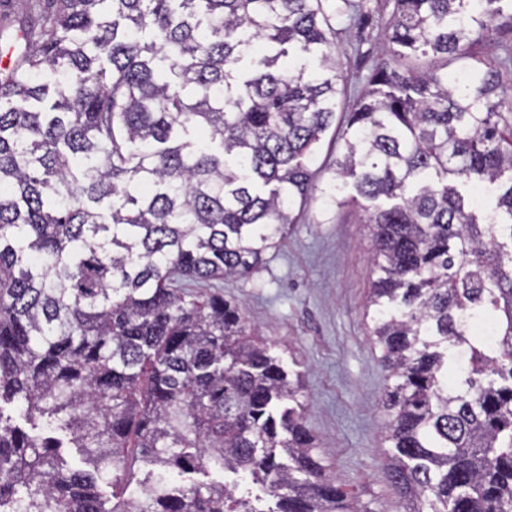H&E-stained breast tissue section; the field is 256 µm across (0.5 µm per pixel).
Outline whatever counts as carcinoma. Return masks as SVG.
Wrapping results in <instances>:
<instances>
[{"instance_id":"obj_1","label":"carcinoma","mask_w":512,"mask_h":512,"mask_svg":"<svg viewBox=\"0 0 512 512\" xmlns=\"http://www.w3.org/2000/svg\"><path fill=\"white\" fill-rule=\"evenodd\" d=\"M386 2L391 54L349 112L333 23L363 28L365 0L0 16L17 26L0 69V512H353L301 374L224 298L298 223L331 129L327 195L372 226L389 476L414 512H512V56L479 50L512 0ZM460 184L503 192L479 217ZM138 461L237 479L106 508L99 482L126 487Z\"/></svg>"}]
</instances>
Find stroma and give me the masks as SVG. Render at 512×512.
<instances>
[{"mask_svg": "<svg viewBox=\"0 0 512 512\" xmlns=\"http://www.w3.org/2000/svg\"><path fill=\"white\" fill-rule=\"evenodd\" d=\"M364 30L342 23L340 60L358 80L389 55V12L369 0ZM366 54H358L357 45ZM331 147L311 168L315 191L299 224L265 255L250 279L224 284L225 299L240 301L255 339L271 345L302 376L306 425L328 470L345 486L355 512H413L388 476L380 394L386 383L382 348L368 332L366 296L372 285L373 241L359 213L322 193L335 177Z\"/></svg>", "mask_w": 512, "mask_h": 512, "instance_id": "35a3bbf8", "label": "stroma"}]
</instances>
